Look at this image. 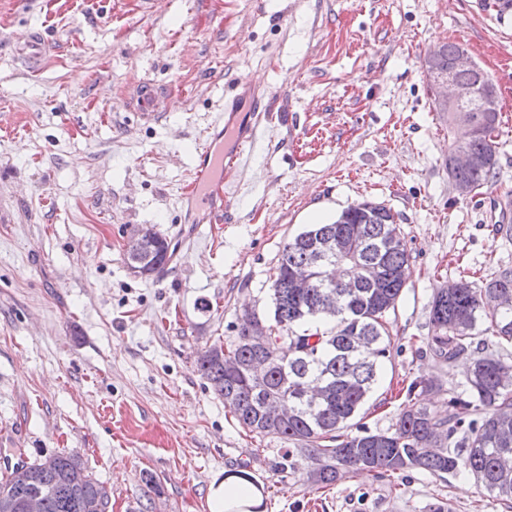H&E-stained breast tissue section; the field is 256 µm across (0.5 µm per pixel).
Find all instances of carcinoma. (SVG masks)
Returning a JSON list of instances; mask_svg holds the SVG:
<instances>
[{
  "label": "carcinoma",
  "mask_w": 512,
  "mask_h": 512,
  "mask_svg": "<svg viewBox=\"0 0 512 512\" xmlns=\"http://www.w3.org/2000/svg\"><path fill=\"white\" fill-rule=\"evenodd\" d=\"M460 49L457 43L439 47L438 65L448 68ZM454 78L477 93L469 102L474 112L466 141L476 164L448 176L479 190L496 176L498 115L482 111L481 100L497 91L477 65L455 71ZM320 238L337 246L332 262L342 278L327 285L317 280L303 291L290 287L292 271L313 261L312 245ZM168 252L159 235L151 250L126 252L127 265L156 273ZM410 260L390 209L368 200L348 206L333 222L288 240L270 277V320L246 314L229 345L214 344L199 356L197 371L241 426L297 446L312 462L308 480L320 488L336 482L342 470L420 469L438 478L471 476L512 509V267L480 285L461 280L442 288L430 302L432 332L423 338L430 356L442 367L470 357L467 388L449 392L446 413L408 405L390 429L352 425L389 360L388 316L397 308ZM263 331L264 345L254 339ZM270 400L288 403V420L265 418ZM351 426L357 433L343 434ZM55 460L52 470L24 463L0 477V499L47 489L43 512H86L89 502L111 500L77 451L57 452Z\"/></svg>",
  "instance_id": "cac0c4a2"
}]
</instances>
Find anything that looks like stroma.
<instances>
[{"instance_id":"stroma-1","label":"stroma","mask_w":512,"mask_h":512,"mask_svg":"<svg viewBox=\"0 0 512 512\" xmlns=\"http://www.w3.org/2000/svg\"><path fill=\"white\" fill-rule=\"evenodd\" d=\"M50 45L39 71L14 45ZM462 44L501 100L497 176L460 197L448 150L469 128L436 110L426 58ZM269 113L238 221L185 202L194 149L240 79ZM155 100L139 104L142 91ZM0 473L79 451L112 512H212L246 466L261 512H501L462 478L412 469L347 475L323 489L287 445L249 433L196 368L268 314L269 276L290 237L368 199L392 210L411 252L390 315L391 358L360 422L392 427L406 388L431 409L466 378L418 350L446 284L512 266V12L494 0H0ZM173 248L141 278L130 231ZM157 233L158 232L152 225L145 224L138 226L127 239L126 250H130L132 246H135L142 240L151 239ZM166 240L167 239L165 237L158 235L155 237V246L152 247L151 251H141L140 249L126 251L128 267L134 264H141L144 268H149V271L152 272L151 275L161 271L169 261L172 254L170 253L168 255L169 244ZM129 269L134 275L142 277L143 272L139 268L130 267Z\"/></svg>"}]
</instances>
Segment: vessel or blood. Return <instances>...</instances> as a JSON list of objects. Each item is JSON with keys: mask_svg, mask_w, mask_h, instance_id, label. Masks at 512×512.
Masks as SVG:
<instances>
[{"mask_svg": "<svg viewBox=\"0 0 512 512\" xmlns=\"http://www.w3.org/2000/svg\"><path fill=\"white\" fill-rule=\"evenodd\" d=\"M47 51L41 33H30L16 53L36 67ZM267 117L262 93L248 81H238L224 105V131L228 142L214 150L212 141L197 147L198 163L182 189L185 198L208 209L215 220L226 218L234 204L227 190L256 160Z\"/></svg>", "mask_w": 512, "mask_h": 512, "instance_id": "1", "label": "vessel or blood"}]
</instances>
